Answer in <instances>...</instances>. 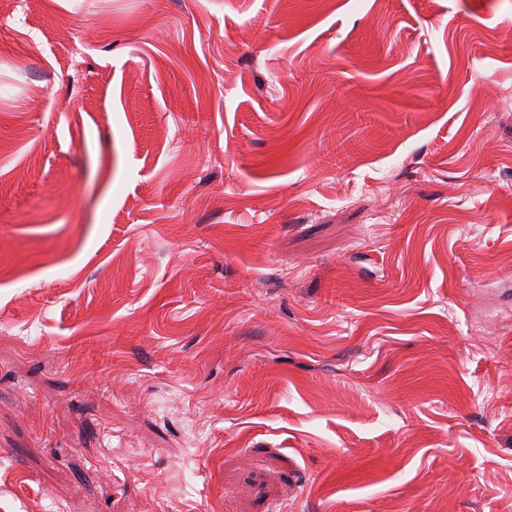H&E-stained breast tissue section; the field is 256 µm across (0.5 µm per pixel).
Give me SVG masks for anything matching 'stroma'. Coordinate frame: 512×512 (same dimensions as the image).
<instances>
[{
  "label": "stroma",
  "mask_w": 512,
  "mask_h": 512,
  "mask_svg": "<svg viewBox=\"0 0 512 512\" xmlns=\"http://www.w3.org/2000/svg\"><path fill=\"white\" fill-rule=\"evenodd\" d=\"M273 506L512 512V0H16L0 512Z\"/></svg>",
  "instance_id": "stroma-1"
}]
</instances>
